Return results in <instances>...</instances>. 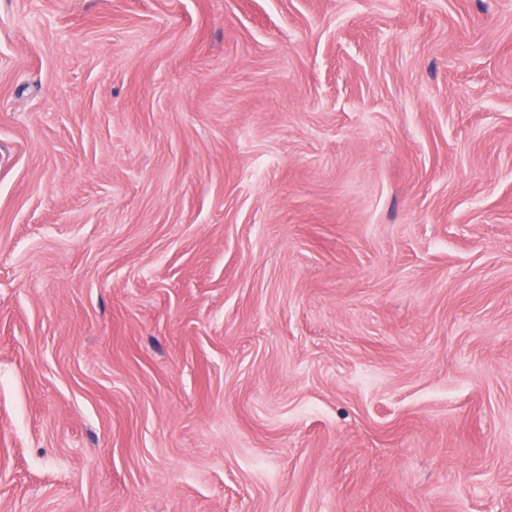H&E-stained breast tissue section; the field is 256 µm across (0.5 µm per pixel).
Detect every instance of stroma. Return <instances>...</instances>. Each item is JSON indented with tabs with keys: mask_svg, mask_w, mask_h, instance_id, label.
Segmentation results:
<instances>
[{
	"mask_svg": "<svg viewBox=\"0 0 512 512\" xmlns=\"http://www.w3.org/2000/svg\"><path fill=\"white\" fill-rule=\"evenodd\" d=\"M0 512H512V0H0Z\"/></svg>",
	"mask_w": 512,
	"mask_h": 512,
	"instance_id": "obj_1",
	"label": "stroma"
}]
</instances>
